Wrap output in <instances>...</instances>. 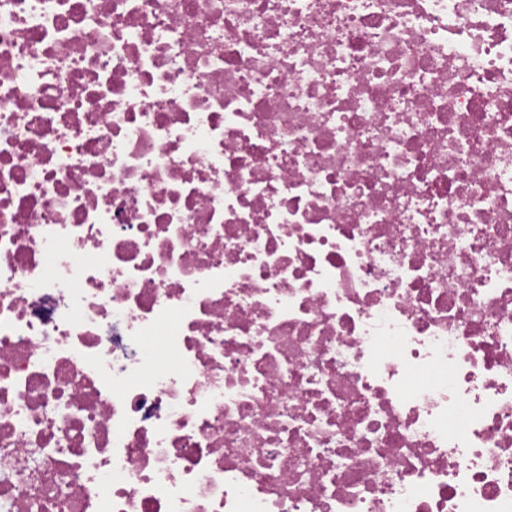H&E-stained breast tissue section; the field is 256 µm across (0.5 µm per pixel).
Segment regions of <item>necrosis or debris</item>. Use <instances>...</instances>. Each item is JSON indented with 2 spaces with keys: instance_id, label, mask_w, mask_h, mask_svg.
<instances>
[{
  "instance_id": "necrosis-or-debris-1",
  "label": "necrosis or debris",
  "mask_w": 512,
  "mask_h": 512,
  "mask_svg": "<svg viewBox=\"0 0 512 512\" xmlns=\"http://www.w3.org/2000/svg\"><path fill=\"white\" fill-rule=\"evenodd\" d=\"M0 512H512V0H0Z\"/></svg>"
}]
</instances>
